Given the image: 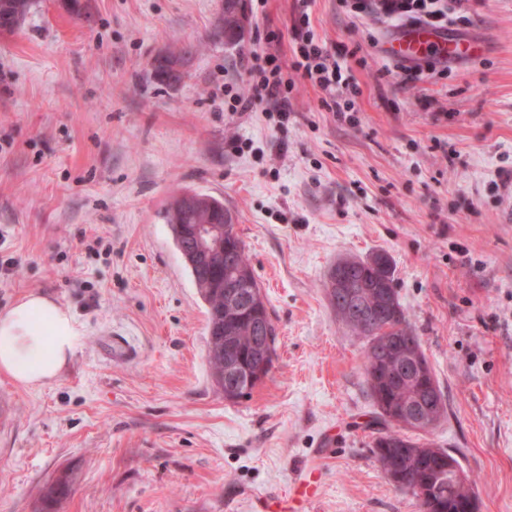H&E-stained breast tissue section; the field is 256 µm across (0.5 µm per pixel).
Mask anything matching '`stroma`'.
Here are the masks:
<instances>
[{"mask_svg": "<svg viewBox=\"0 0 512 512\" xmlns=\"http://www.w3.org/2000/svg\"><path fill=\"white\" fill-rule=\"evenodd\" d=\"M33 0L0 31V311L53 296L82 336L64 373L12 399L0 429V512H418L374 454L364 340L336 315L331 267L388 252L394 286L447 404L430 439L476 482L478 512H512V0H463L452 35L479 58L415 82L383 46L396 22L313 0L310 28L344 57L340 112L295 77L291 114L228 111L243 57L278 40L297 0ZM197 48L185 76L154 75ZM238 217L276 327V357L230 402L207 362V305L164 211L178 191ZM315 469L316 499L295 483ZM64 470L69 496L46 508Z\"/></svg>", "mask_w": 512, "mask_h": 512, "instance_id": "35a3bbf8", "label": "stroma"}]
</instances>
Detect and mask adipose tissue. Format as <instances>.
Instances as JSON below:
<instances>
[{"mask_svg":"<svg viewBox=\"0 0 512 512\" xmlns=\"http://www.w3.org/2000/svg\"><path fill=\"white\" fill-rule=\"evenodd\" d=\"M79 336L68 307L30 294L0 312V373L28 387L49 384L66 368Z\"/></svg>","mask_w":512,"mask_h":512,"instance_id":"obj_1","label":"adipose tissue"}]
</instances>
